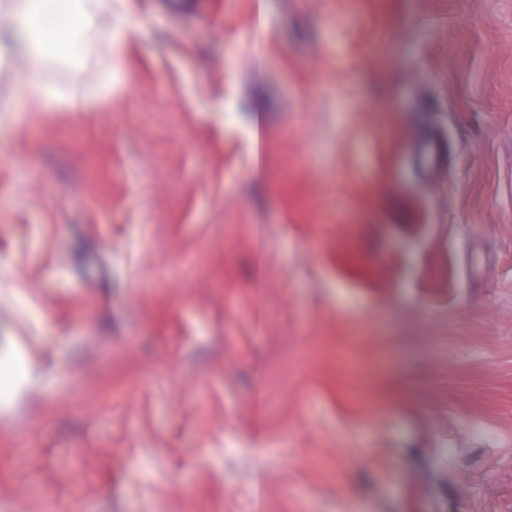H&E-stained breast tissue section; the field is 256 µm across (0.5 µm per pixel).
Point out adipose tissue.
Wrapping results in <instances>:
<instances>
[{"label":"adipose tissue","mask_w":512,"mask_h":512,"mask_svg":"<svg viewBox=\"0 0 512 512\" xmlns=\"http://www.w3.org/2000/svg\"><path fill=\"white\" fill-rule=\"evenodd\" d=\"M0 9L16 20L12 31L0 32L1 75L16 48L39 62L83 64L90 36L112 26V8L99 0H0Z\"/></svg>","instance_id":"1"}]
</instances>
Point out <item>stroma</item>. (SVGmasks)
Listing matches in <instances>:
<instances>
[{
	"mask_svg": "<svg viewBox=\"0 0 512 512\" xmlns=\"http://www.w3.org/2000/svg\"><path fill=\"white\" fill-rule=\"evenodd\" d=\"M208 2L12 56L0 512H512V0ZM62 92L59 88L42 81H32L26 89V98L18 106V112H27L32 107H42L56 103ZM443 150L442 138L438 136L431 137L417 147L415 161L422 168H433L440 163Z\"/></svg>",
	"mask_w": 512,
	"mask_h": 512,
	"instance_id": "stroma-1",
	"label": "stroma"
}]
</instances>
